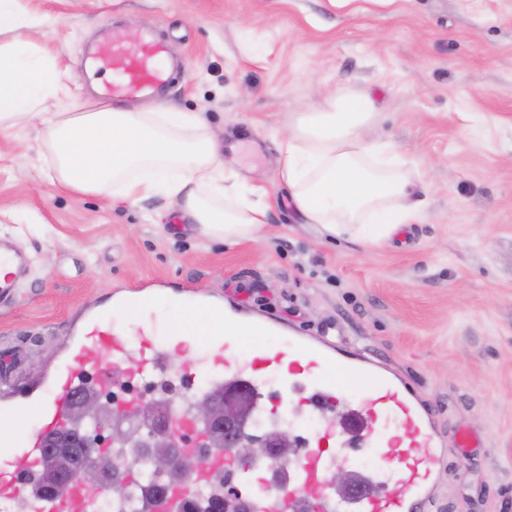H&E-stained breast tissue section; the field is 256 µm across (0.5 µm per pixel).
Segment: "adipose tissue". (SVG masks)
Listing matches in <instances>:
<instances>
[{"label":"adipose tissue","mask_w":512,"mask_h":512,"mask_svg":"<svg viewBox=\"0 0 512 512\" xmlns=\"http://www.w3.org/2000/svg\"><path fill=\"white\" fill-rule=\"evenodd\" d=\"M20 2L0 0V125L22 129L37 120L53 181L113 202L165 194L199 234L228 244L262 229L264 207L237 198L223 133L198 112L76 98L69 68ZM371 106L367 96H334L279 141V174L301 223L366 246L421 217L409 173L367 136Z\"/></svg>","instance_id":"adipose-tissue-1"}]
</instances>
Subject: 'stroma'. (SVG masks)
Masks as SVG:
<instances>
[{
  "mask_svg": "<svg viewBox=\"0 0 512 512\" xmlns=\"http://www.w3.org/2000/svg\"><path fill=\"white\" fill-rule=\"evenodd\" d=\"M49 17L73 92L110 81L93 51L113 26L166 41L160 101L203 113L231 142L265 226L235 244L198 234L162 195L134 204L62 193L34 128H0V239L28 268L0 301V372L18 389L59 365L83 314L157 284V323L182 293L324 336L404 378L428 407L443 465L426 512H512V0H21ZM375 101L369 136L419 183L422 216L371 247L302 224L278 141L328 93ZM279 428L319 416L279 378L258 391Z\"/></svg>",
  "mask_w": 512,
  "mask_h": 512,
  "instance_id": "35a3bbf8",
  "label": "stroma"
}]
</instances>
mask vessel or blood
Listing matches in <instances>:
<instances>
[{"label": "vessel or blood", "mask_w": 512, "mask_h": 512, "mask_svg": "<svg viewBox=\"0 0 512 512\" xmlns=\"http://www.w3.org/2000/svg\"><path fill=\"white\" fill-rule=\"evenodd\" d=\"M165 51L162 42L145 35L113 30L106 50L113 72L109 97L119 101L165 83L166 75L157 66ZM23 263L17 251L0 246V299L16 293L17 274ZM235 347L234 337L216 331L202 349L197 364L216 382L254 386L261 376L280 373L286 358L305 362L306 376L313 386L310 401L322 411L328 410L336 397L346 395L347 380L357 377L368 384L363 397L371 411L361 416L347 415V430L368 429L379 413L406 431V446L398 455L402 470L398 488L389 490L384 483L369 480L356 489L347 503L336 500L328 487L334 459L323 450L338 430L330 420L316 441L304 442L294 459L278 462L276 469L282 479L273 494H237V512H340L345 505L351 512H424L427 492L442 462V450L427 411L410 393L405 380L368 359L357 365L345 364L336 349L318 337H298L289 348L280 351L254 343V356L247 362L237 360ZM91 371L98 373V384L102 387H120L137 377L156 384L189 375L185 367L174 366L162 333L142 327L130 336L118 327L111 308L89 311L52 376L49 397L28 401L37 421L26 436L18 434V424L25 418L23 412L8 408L0 413V447L12 450L20 462L12 470L0 467V506L21 497L28 502L31 512H88L89 494L79 481H70L64 493L44 496L33 493L32 478L42 465L48 438L71 427L73 403L85 388V376ZM168 426L175 434L187 435L188 440L182 445L187 453L207 438L206 426L195 422L178 402L170 406ZM231 467L224 451L214 450L205 467L197 470L189 481L169 488L164 496L149 502V512H184L216 474Z\"/></svg>", "instance_id": "1"}]
</instances>
